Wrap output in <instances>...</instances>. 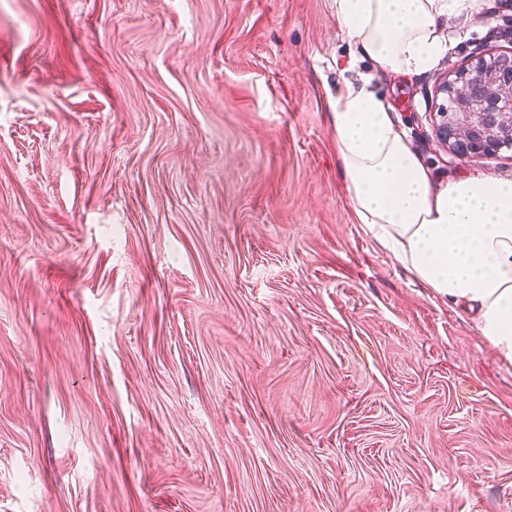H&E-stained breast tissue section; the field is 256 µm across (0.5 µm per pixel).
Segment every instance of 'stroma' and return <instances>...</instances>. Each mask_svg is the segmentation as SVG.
Segmentation results:
<instances>
[{
	"label": "stroma",
	"mask_w": 512,
	"mask_h": 512,
	"mask_svg": "<svg viewBox=\"0 0 512 512\" xmlns=\"http://www.w3.org/2000/svg\"><path fill=\"white\" fill-rule=\"evenodd\" d=\"M443 18L352 63L333 0H0V512H512V364L357 224L330 97L369 80L441 183Z\"/></svg>",
	"instance_id": "1"
}]
</instances>
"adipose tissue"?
<instances>
[{
  "instance_id": "1",
  "label": "adipose tissue",
  "mask_w": 512,
  "mask_h": 512,
  "mask_svg": "<svg viewBox=\"0 0 512 512\" xmlns=\"http://www.w3.org/2000/svg\"><path fill=\"white\" fill-rule=\"evenodd\" d=\"M474 0H334L353 56L382 73H419L444 49L440 18ZM356 221L397 264L450 304L512 364V180L441 185L411 151L368 82L330 100Z\"/></svg>"
}]
</instances>
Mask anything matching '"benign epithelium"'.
<instances>
[{"label": "benign epithelium", "mask_w": 512, "mask_h": 512, "mask_svg": "<svg viewBox=\"0 0 512 512\" xmlns=\"http://www.w3.org/2000/svg\"><path fill=\"white\" fill-rule=\"evenodd\" d=\"M435 136L456 158L512 148V49L479 58L439 82Z\"/></svg>", "instance_id": "obj_1"}]
</instances>
